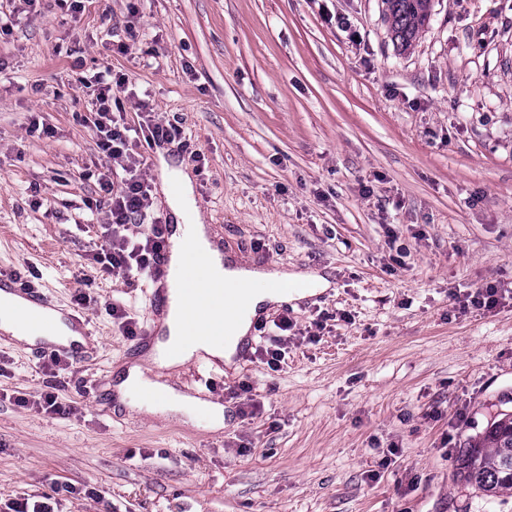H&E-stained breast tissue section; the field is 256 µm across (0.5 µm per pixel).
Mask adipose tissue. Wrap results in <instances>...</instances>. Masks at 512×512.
Listing matches in <instances>:
<instances>
[{"instance_id":"1","label":"adipose tissue","mask_w":512,"mask_h":512,"mask_svg":"<svg viewBox=\"0 0 512 512\" xmlns=\"http://www.w3.org/2000/svg\"><path fill=\"white\" fill-rule=\"evenodd\" d=\"M167 203L174 217L171 227L167 283L169 304L158 322L156 344L127 368L125 377L116 385L119 402L131 409L169 417L185 414L191 397L177 392L170 385L151 379L152 370L162 369L175 374L198 359H207L232 366L241 340L248 335L254 317L268 306L282 304L314 294L324 287L322 278L291 274L287 270L241 265L233 256L221 253L210 238L209 230L199 215L190 211L192 183L188 173L169 167L164 171ZM200 255L209 274L208 281L189 277L186 258L189 253ZM227 285L247 289L241 313L210 315L215 297L209 288ZM193 297L197 305L207 309V317L187 325L182 311L185 297ZM148 386L160 399L144 405L130 396L132 390Z\"/></svg>"}]
</instances>
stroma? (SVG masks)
Instances as JSON below:
<instances>
[{
    "label": "stroma",
    "instance_id": "stroma-1",
    "mask_svg": "<svg viewBox=\"0 0 512 512\" xmlns=\"http://www.w3.org/2000/svg\"><path fill=\"white\" fill-rule=\"evenodd\" d=\"M38 0L0 32V268L88 318L61 370L0 341V512L61 490L59 512H512L457 459L512 412V0H434L414 47L382 0ZM123 77L125 122H177L139 144L149 213L171 224L161 165L193 179L212 238L241 264L325 276L270 307L232 368L188 364L224 425L111 400L135 353L107 310L157 323L152 278L87 267L97 72ZM493 306L471 304L486 287ZM89 304L79 305V294ZM293 323L269 368L279 316ZM249 384L260 403L239 411ZM52 393L61 418L29 405ZM89 485L99 499L64 494Z\"/></svg>",
    "mask_w": 512,
    "mask_h": 512
}]
</instances>
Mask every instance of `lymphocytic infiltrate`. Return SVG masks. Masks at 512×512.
<instances>
[{
    "instance_id": "lymphocytic-infiltrate-1",
    "label": "lymphocytic infiltrate",
    "mask_w": 512,
    "mask_h": 512,
    "mask_svg": "<svg viewBox=\"0 0 512 512\" xmlns=\"http://www.w3.org/2000/svg\"><path fill=\"white\" fill-rule=\"evenodd\" d=\"M97 119L98 146L113 164L125 173L120 185H113L110 174H101L99 185L107 195L110 220L105 224L102 241L92 253V262L99 272L124 278L150 276L164 237L160 222H147L151 206V188L139 172L141 162L132 144L135 139L152 143L181 138L183 130L176 125L148 123L133 129L114 115L112 83L106 75H98ZM145 222L143 231H135L137 222Z\"/></svg>"
}]
</instances>
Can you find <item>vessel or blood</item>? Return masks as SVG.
Wrapping results in <instances>:
<instances>
[{
  "mask_svg": "<svg viewBox=\"0 0 512 512\" xmlns=\"http://www.w3.org/2000/svg\"><path fill=\"white\" fill-rule=\"evenodd\" d=\"M169 253V244H162L159 261L153 269L158 286L150 297V304L155 310L162 309L167 304V285L164 278L167 273ZM2 292L19 298L13 308V315L18 323L34 330L35 339L29 345L33 355L38 357L63 355L77 363L84 361L85 355L82 348L59 343L58 337L67 327L86 331L88 326L86 319L68 311L64 312L62 317H55L53 314L55 304L50 296L45 295L17 274L4 270H0V293Z\"/></svg>",
  "mask_w": 512,
  "mask_h": 512,
  "instance_id": "b4317fda",
  "label": "vessel or blood"
}]
</instances>
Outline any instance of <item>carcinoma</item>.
Instances as JSON below:
<instances>
[{
	"label": "carcinoma",
	"mask_w": 512,
	"mask_h": 512,
	"mask_svg": "<svg viewBox=\"0 0 512 512\" xmlns=\"http://www.w3.org/2000/svg\"><path fill=\"white\" fill-rule=\"evenodd\" d=\"M392 39L410 48L430 18L432 0H383ZM458 476L486 497L512 492V412L500 413L470 439L458 459Z\"/></svg>",
	"instance_id": "1"
}]
</instances>
